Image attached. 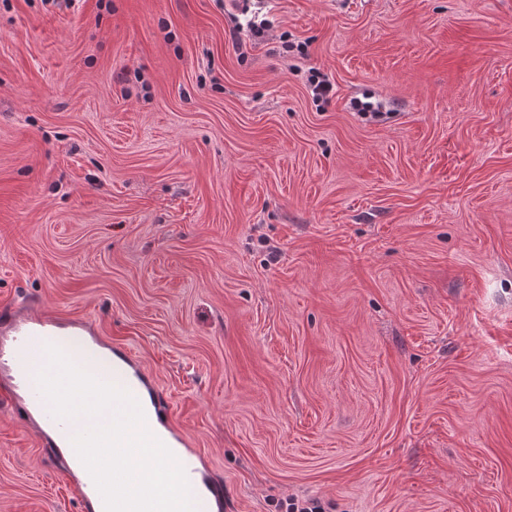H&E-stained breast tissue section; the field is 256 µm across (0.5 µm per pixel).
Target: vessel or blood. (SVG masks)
<instances>
[{"label":"vessel or blood","instance_id":"1","mask_svg":"<svg viewBox=\"0 0 512 512\" xmlns=\"http://www.w3.org/2000/svg\"><path fill=\"white\" fill-rule=\"evenodd\" d=\"M64 336L78 339L79 350L71 355L77 365H85L92 359L105 362L114 353L112 345L98 335L92 320L25 316L16 309L0 311V404L21 410L28 420L38 425L49 459L60 463L76 480L80 512H104L102 497L73 448L67 420L52 414L49 403L38 389L35 375L19 364L21 354L33 340L56 345ZM119 354V368L103 374V381L120 380L132 392H147L151 410L145 418L146 426L166 447H173L177 435L170 423L168 397L131 352L124 350ZM176 458L185 470L194 502H223V484L201 465L196 454L183 451L177 453Z\"/></svg>","mask_w":512,"mask_h":512}]
</instances>
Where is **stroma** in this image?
<instances>
[{"label":"stroma","mask_w":512,"mask_h":512,"mask_svg":"<svg viewBox=\"0 0 512 512\" xmlns=\"http://www.w3.org/2000/svg\"><path fill=\"white\" fill-rule=\"evenodd\" d=\"M20 304L132 351L230 512H512V0H0ZM0 512H79L2 406Z\"/></svg>","instance_id":"obj_1"}]
</instances>
